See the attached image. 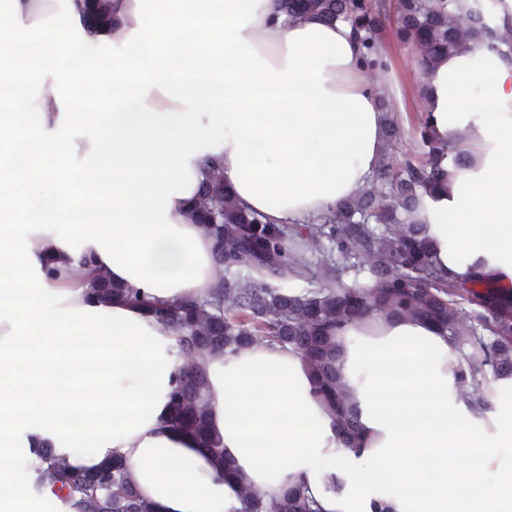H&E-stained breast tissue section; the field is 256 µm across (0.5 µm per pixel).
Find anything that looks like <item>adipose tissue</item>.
<instances>
[{
  "label": "adipose tissue",
  "instance_id": "adipose-tissue-1",
  "mask_svg": "<svg viewBox=\"0 0 512 512\" xmlns=\"http://www.w3.org/2000/svg\"><path fill=\"white\" fill-rule=\"evenodd\" d=\"M85 2L0 0V40L25 58L0 63V512H85L42 474L53 457L92 470L116 450L159 512H238L223 463L171 425L176 334L94 283L211 298L212 244L189 216L209 168L270 223L325 214L372 180L391 88L367 80L347 24L288 20L277 0H111L109 30L88 25ZM427 81L436 131L474 158L426 198L430 246L444 270L510 287L512 66L481 48ZM475 86L494 125L469 101ZM80 87L94 91L81 103ZM24 146L45 154L20 169ZM196 362L224 463L266 500L297 486L320 512H512V401L478 409L457 350L427 321L337 331L351 436L293 350L256 343Z\"/></svg>",
  "mask_w": 512,
  "mask_h": 512
}]
</instances>
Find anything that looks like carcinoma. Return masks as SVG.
<instances>
[{"instance_id": "1", "label": "carcinoma", "mask_w": 512, "mask_h": 512, "mask_svg": "<svg viewBox=\"0 0 512 512\" xmlns=\"http://www.w3.org/2000/svg\"><path fill=\"white\" fill-rule=\"evenodd\" d=\"M282 12L296 20L309 14L348 23L362 47L367 73L388 68L381 48L386 28L415 57L419 75L430 73L448 54L484 47L512 63V5L507 0H279ZM92 24L109 28L108 0H93ZM384 129L387 149L372 180L354 198L306 224H272L241 206L211 173L191 205L194 223L213 243L222 293L206 301L153 303L147 308L171 326L181 353L233 352L268 342L300 353L319 380L320 396L342 429L353 433L348 395L336 376L334 333L373 315L418 318L448 335L466 359L473 394L493 378H512V289L484 275L457 279L444 271L428 248L424 200L448 191V170L468 166L470 155L452 152L424 112L415 127L421 152L400 160L392 146L400 134L390 102ZM370 259L369 280L360 283L359 257ZM354 279L346 283L343 277ZM304 281L308 287H292ZM95 292L142 302L141 292L104 278ZM173 426L211 449L217 446L208 422L207 381L195 364L178 369L171 394ZM224 475L239 486L238 512H317V504L298 487L267 501L234 467ZM61 489L86 501L88 512H157L130 483L122 455L115 454L90 471L56 466Z\"/></svg>"}]
</instances>
